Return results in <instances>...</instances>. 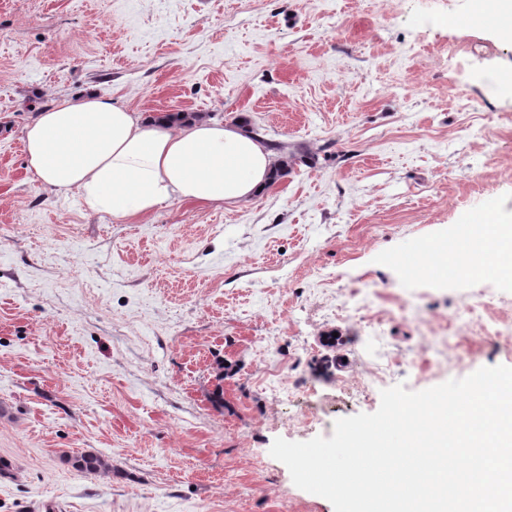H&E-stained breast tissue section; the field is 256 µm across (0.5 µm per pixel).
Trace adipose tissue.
I'll return each instance as SVG.
<instances>
[{"mask_svg": "<svg viewBox=\"0 0 512 512\" xmlns=\"http://www.w3.org/2000/svg\"><path fill=\"white\" fill-rule=\"evenodd\" d=\"M27 169L42 186L77 191L86 209L115 219L152 215L173 199L234 202L270 183L274 157L253 134L206 120L158 112L146 115L86 90L45 106L23 131ZM429 275L443 283L445 264L481 274L495 259L512 281V240L493 225L435 245Z\"/></svg>", "mask_w": 512, "mask_h": 512, "instance_id": "obj_1", "label": "adipose tissue"}]
</instances>
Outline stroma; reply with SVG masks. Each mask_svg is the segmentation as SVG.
<instances>
[{
	"label": "stroma",
	"mask_w": 512,
	"mask_h": 512,
	"mask_svg": "<svg viewBox=\"0 0 512 512\" xmlns=\"http://www.w3.org/2000/svg\"><path fill=\"white\" fill-rule=\"evenodd\" d=\"M469 7L0 0V512H334L274 439L332 437L397 384L512 366V335L453 320L480 299L485 326L512 324V284L394 260L488 198L512 224V43ZM90 86L247 120L297 162L246 200L90 213L32 181L22 142ZM81 452L111 475L74 469Z\"/></svg>",
	"instance_id": "stroma-1"
}]
</instances>
